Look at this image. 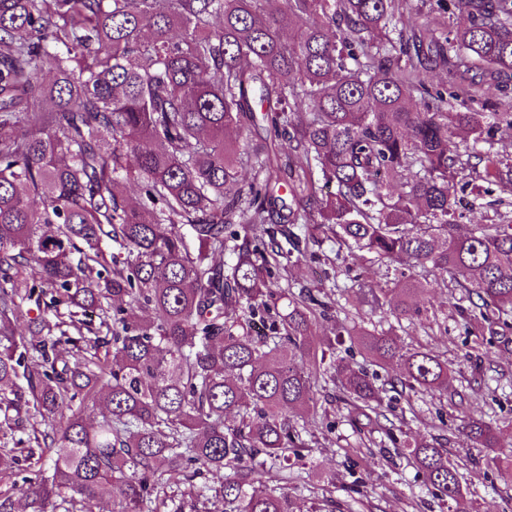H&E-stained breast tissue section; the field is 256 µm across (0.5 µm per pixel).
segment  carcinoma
I'll use <instances>...</instances> for the list:
<instances>
[{
  "label": "carcinoma",
  "instance_id": "cac0c4a2",
  "mask_svg": "<svg viewBox=\"0 0 512 512\" xmlns=\"http://www.w3.org/2000/svg\"><path fill=\"white\" fill-rule=\"evenodd\" d=\"M424 2L0 0V478L52 452L51 474L26 489L34 512L109 496L113 512H152L175 471L214 478L181 492L191 512H293L265 475L270 462L288 472L305 447L290 416L316 405L308 361L333 369L342 400L381 416L367 372L310 341L328 313L314 295L288 300L278 336L243 325L237 308L269 315L285 290L267 287L268 259L237 224H307L428 265L465 282L491 333L509 327L512 225L454 223L453 135L489 143L512 113L450 112L422 72L447 70L469 98L512 75V0H435L453 10L426 41L397 29ZM262 123L279 139L268 150L244 139ZM477 159L485 180L512 172ZM318 176L336 193L319 192ZM108 241L134 259L107 257ZM426 289L405 280L396 317L420 316L408 298ZM47 295L68 319L41 313L30 339L16 335L22 309ZM355 340L400 362L404 387L448 391V362L366 328ZM77 397L107 413L94 425L66 415ZM30 421L27 438L11 432ZM464 429L498 447L493 421ZM398 449L448 512H479L447 449Z\"/></svg>",
  "mask_w": 512,
  "mask_h": 512
}]
</instances>
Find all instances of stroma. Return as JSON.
I'll return each instance as SVG.
<instances>
[{"label":"stroma","instance_id":"obj_1","mask_svg":"<svg viewBox=\"0 0 512 512\" xmlns=\"http://www.w3.org/2000/svg\"><path fill=\"white\" fill-rule=\"evenodd\" d=\"M430 90L449 94L452 112H512V80L488 81L475 101L461 105L457 88L445 70L425 72ZM459 162L455 195L456 218L462 224H512V188L483 181L475 168L476 154L490 153L512 162V130H498L491 143H473L456 136ZM298 250H291L273 225H253L249 238L262 247L278 243L283 255L271 264L265 279L270 287L297 298L310 293L328 306V315L313 328L314 341L335 336L340 328L364 327L394 336L403 348H417L447 360L453 379L441 399L410 391H394L392 403L378 423L357 415L333 388L319 390L316 413L302 431L304 463L295 465V478L284 481L279 468H270L266 483L287 492L295 512L314 502L335 501L336 512H441L409 456H395L393 439L435 440L450 454L470 453L466 476L475 484L492 512L512 506V480L502 477L493 459L512 453V329L489 335L479 321L465 313L478 305L477 296L455 284H440L422 296L421 318L397 320L389 308L372 309L361 300L360 289L372 286L394 298L404 277L432 283L430 267L404 269L397 263L348 246L332 234L308 232L296 224ZM492 417L499 424V445L473 447L463 424Z\"/></svg>","mask_w":512,"mask_h":512}]
</instances>
